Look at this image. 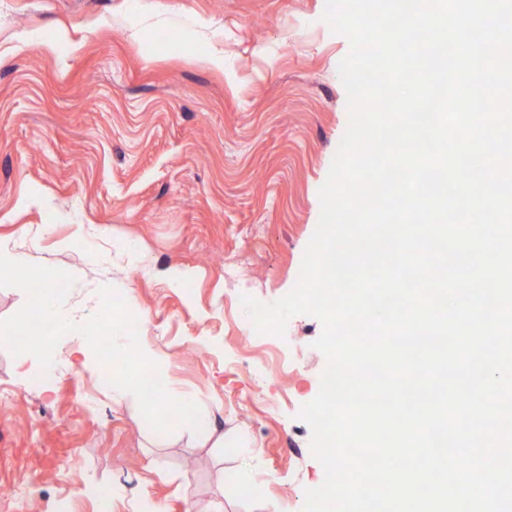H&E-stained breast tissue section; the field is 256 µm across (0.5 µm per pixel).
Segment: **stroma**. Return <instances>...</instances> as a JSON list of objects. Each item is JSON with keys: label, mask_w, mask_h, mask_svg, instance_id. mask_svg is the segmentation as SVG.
<instances>
[{"label": "stroma", "mask_w": 512, "mask_h": 512, "mask_svg": "<svg viewBox=\"0 0 512 512\" xmlns=\"http://www.w3.org/2000/svg\"><path fill=\"white\" fill-rule=\"evenodd\" d=\"M326 0H0V251L53 268L102 329L138 314L167 391L210 431L132 390L101 357L20 382L0 347V512H303L322 484L302 407L326 367L320 320L253 335L241 298L297 284L319 189L349 123V51ZM214 53L223 68L206 64ZM36 283L0 276V327L31 322ZM164 396L177 403L180 407H184L189 411L193 423H199L202 426L210 427L212 419L210 417L207 405L195 400L194 398L176 392H166Z\"/></svg>", "instance_id": "stroma-1"}]
</instances>
